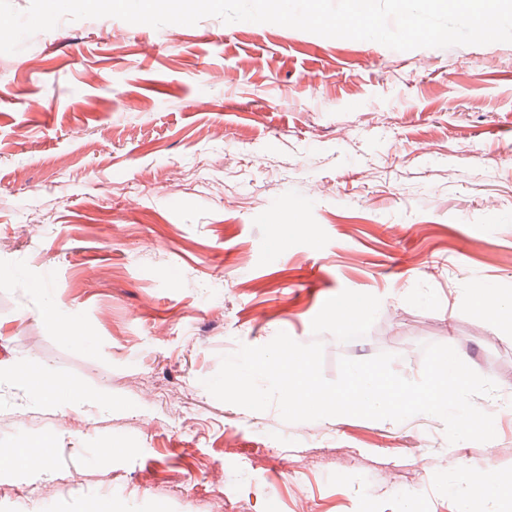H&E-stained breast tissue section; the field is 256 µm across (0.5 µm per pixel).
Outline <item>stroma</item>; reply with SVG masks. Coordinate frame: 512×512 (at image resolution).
<instances>
[{"label":"stroma","instance_id":"stroma-1","mask_svg":"<svg viewBox=\"0 0 512 512\" xmlns=\"http://www.w3.org/2000/svg\"><path fill=\"white\" fill-rule=\"evenodd\" d=\"M478 288L512 302V43L104 17L0 53V363L90 400L0 381V446L51 443L45 474L0 479V512H456L441 419L287 423L203 382L281 331L321 340L336 379L311 321L371 294L348 358L392 337L416 380L424 344L452 346L497 385L474 399L495 438L459 455L512 481V317ZM37 390L43 399L53 403H61L69 412L81 413L83 394L78 388L74 386L67 388L64 391L63 400H61L58 379L49 373H42L37 380Z\"/></svg>","mask_w":512,"mask_h":512}]
</instances>
